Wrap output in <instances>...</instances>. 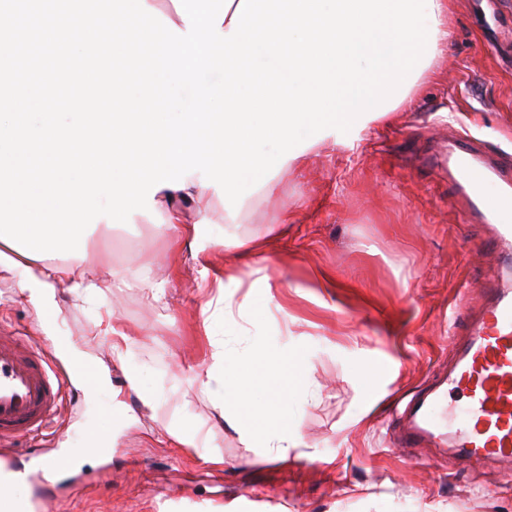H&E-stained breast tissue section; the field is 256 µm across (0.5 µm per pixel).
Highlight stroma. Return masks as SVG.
Returning <instances> with one entry per match:
<instances>
[{"label": "stroma", "instance_id": "stroma-1", "mask_svg": "<svg viewBox=\"0 0 512 512\" xmlns=\"http://www.w3.org/2000/svg\"><path fill=\"white\" fill-rule=\"evenodd\" d=\"M444 23L448 42L404 110L370 117L353 145L305 146L272 193L232 205L201 192L186 207L203 222L194 246H175L172 229L138 210L94 229L82 259L104 287L92 303L58 292L52 327L18 287L26 266L0 270V327L29 336L62 369L58 344L72 343L110 380L94 397L71 380L37 453L0 448V467L30 470L13 497L48 500L54 512H512V472L431 445L418 463L394 448L399 413L442 375L481 288L504 274L483 226L465 223L446 160L449 143L471 139L512 175V0H448ZM225 238L261 244L262 276ZM145 268L160 301L136 286ZM217 279L237 304L267 294L264 308L225 322L206 306ZM109 326L128 337L126 364L112 358ZM215 339L232 361L255 348L303 355L309 389L288 402L300 445L287 459L259 457L195 382ZM128 368L160 397L161 418L199 431L198 447H177L125 390ZM94 435L110 451L90 460ZM61 455L85 463L49 479L43 462Z\"/></svg>", "mask_w": 512, "mask_h": 512}]
</instances>
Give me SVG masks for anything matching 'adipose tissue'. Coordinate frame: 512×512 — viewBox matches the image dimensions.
<instances>
[{
    "label": "adipose tissue",
    "mask_w": 512,
    "mask_h": 512,
    "mask_svg": "<svg viewBox=\"0 0 512 512\" xmlns=\"http://www.w3.org/2000/svg\"><path fill=\"white\" fill-rule=\"evenodd\" d=\"M202 185L198 175L187 177L183 189L162 188L156 192L153 202L161 214L166 226L174 227L187 221L182 207L183 202L192 199L200 192ZM21 290L29 302L37 308L45 323H54L60 308L55 300L58 289H67L78 297H87L99 289L96 274L83 269L74 260H44L36 272L20 283ZM270 363L267 353L254 350L249 360L239 361L234 368H227L226 354L217 351L212 364L200 373L203 386L210 389L224 400L233 402L234 408L224 414L227 426L247 433L257 447L266 448L278 444L281 450L298 447L299 442L285 422V409L290 397L302 392V359L299 354L291 353L283 361L284 373L280 390L274 392L268 404L260 411L250 409L249 397L251 383L256 374Z\"/></svg>",
    "instance_id": "adipose-tissue-1"
}]
</instances>
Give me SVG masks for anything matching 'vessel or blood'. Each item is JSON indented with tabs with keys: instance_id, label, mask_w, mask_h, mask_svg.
Returning <instances> with one entry per match:
<instances>
[{
	"instance_id": "1",
	"label": "vessel or blood",
	"mask_w": 512,
	"mask_h": 512,
	"mask_svg": "<svg viewBox=\"0 0 512 512\" xmlns=\"http://www.w3.org/2000/svg\"><path fill=\"white\" fill-rule=\"evenodd\" d=\"M448 170L467 208L465 216L494 227L493 240L512 243V180L498 192L485 186L491 169L477 150L460 142L448 153ZM484 303L471 319L447 376L412 400L403 413L401 451L447 435L449 449L476 464L512 467V284L482 291ZM37 347L0 330V444L37 436L59 407L64 383ZM461 393L462 406L448 395Z\"/></svg>"
}]
</instances>
